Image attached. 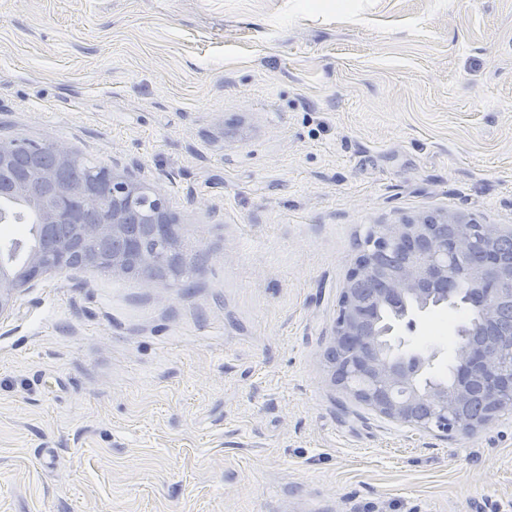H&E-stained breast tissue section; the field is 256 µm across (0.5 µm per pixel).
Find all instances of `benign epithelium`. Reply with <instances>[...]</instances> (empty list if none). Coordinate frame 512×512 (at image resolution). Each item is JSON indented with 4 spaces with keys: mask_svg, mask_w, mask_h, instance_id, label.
<instances>
[{
    "mask_svg": "<svg viewBox=\"0 0 512 512\" xmlns=\"http://www.w3.org/2000/svg\"><path fill=\"white\" fill-rule=\"evenodd\" d=\"M19 144L0 141V194L28 208L42 231L40 242L20 265L0 263V318L16 296L43 275L92 267L116 277L145 282L177 280L185 271L183 246L165 199L129 172L98 168L75 182L71 172L85 159L57 144L27 152V171L18 168ZM485 247L512 237V226L484 225ZM475 243L472 221L456 214L424 215L380 224L369 249L350 269L326 356L330 382L374 412L416 430L475 431L512 407V354L488 328L481 339L456 351L453 386H423L428 356L415 352L394 359L386 352L380 311L411 299L418 310L448 302V277L476 288L472 300L489 310L512 306V263L470 269L464 257ZM378 278L387 287L365 297L360 281ZM362 384L353 387L350 379Z\"/></svg>",
    "mask_w": 512,
    "mask_h": 512,
    "instance_id": "obj_1",
    "label": "benign epithelium"
}]
</instances>
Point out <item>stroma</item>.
Listing matches in <instances>:
<instances>
[{
	"label": "stroma",
	"instance_id": "1",
	"mask_svg": "<svg viewBox=\"0 0 512 512\" xmlns=\"http://www.w3.org/2000/svg\"><path fill=\"white\" fill-rule=\"evenodd\" d=\"M162 193L187 272L0 319V512H512V411L446 437L334 387L376 224L512 225V0H0V139ZM443 304L394 351L455 365Z\"/></svg>",
	"mask_w": 512,
	"mask_h": 512
}]
</instances>
